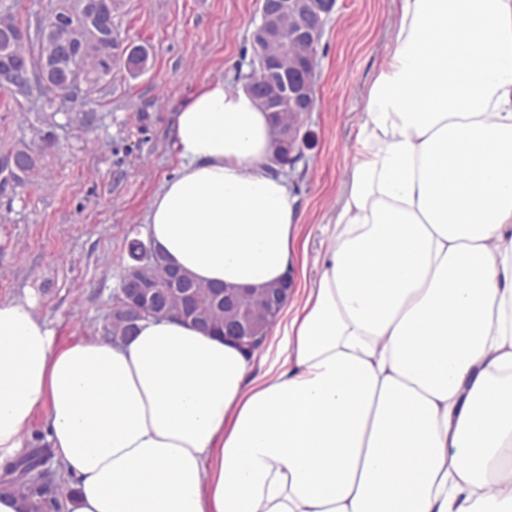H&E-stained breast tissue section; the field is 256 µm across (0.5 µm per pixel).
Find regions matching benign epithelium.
<instances>
[{"instance_id":"benign-epithelium-1","label":"benign epithelium","mask_w":512,"mask_h":512,"mask_svg":"<svg viewBox=\"0 0 512 512\" xmlns=\"http://www.w3.org/2000/svg\"><path fill=\"white\" fill-rule=\"evenodd\" d=\"M66 15L80 19V24L65 27L54 35V48L51 54L42 60L39 76L50 72L55 66L79 56L87 66L96 62L93 48L103 43L105 36L101 21L104 12L111 9L110 0H61ZM336 0H263L261 20L251 34V41L257 59L255 67L244 85L246 92L266 112H292L299 107L314 109L315 86L313 79L304 77L290 85H284L278 79V72L288 68V59L279 58L268 62L261 57L263 48L282 38L285 17L297 19L293 27V36L309 43L321 39L324 24L333 12ZM28 71L16 63L4 60L0 62V84L12 85L26 78ZM120 301L112 307V314L127 323L128 334H133L140 320L146 315L162 313L171 315L176 311L183 317H194L201 326H206L207 317L194 310L189 296L180 292L172 300L156 295L149 285L142 269L138 266L128 269L123 275L120 288ZM247 292L242 288L216 289V296L224 300V307L234 309L239 306ZM258 330V324L244 318H232L224 321V338L233 341L249 338ZM45 488L40 498L42 512H57L55 492L59 485L54 483V474L42 469L33 476Z\"/></svg>"}]
</instances>
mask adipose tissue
Segmentation results:
<instances>
[{"mask_svg":"<svg viewBox=\"0 0 512 512\" xmlns=\"http://www.w3.org/2000/svg\"><path fill=\"white\" fill-rule=\"evenodd\" d=\"M317 288L276 358L177 320L58 344L0 302V468L47 407L65 512H512V0H399ZM270 118L204 85L152 246L204 285L283 279Z\"/></svg>","mask_w":512,"mask_h":512,"instance_id":"adipose-tissue-1","label":"adipose tissue"}]
</instances>
